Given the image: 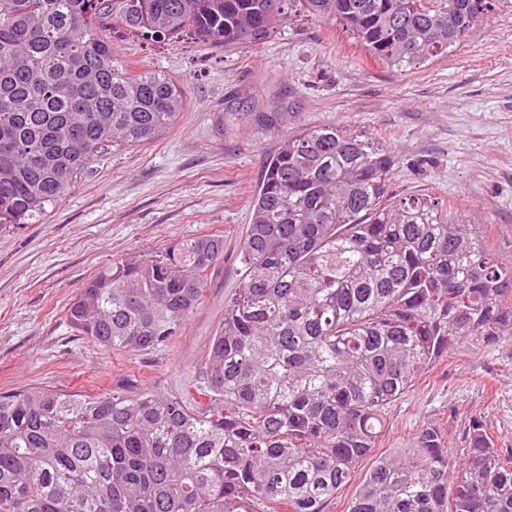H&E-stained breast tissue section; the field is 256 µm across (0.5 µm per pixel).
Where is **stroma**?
Listing matches in <instances>:
<instances>
[{
    "instance_id": "stroma-1",
    "label": "stroma",
    "mask_w": 512,
    "mask_h": 512,
    "mask_svg": "<svg viewBox=\"0 0 512 512\" xmlns=\"http://www.w3.org/2000/svg\"><path fill=\"white\" fill-rule=\"evenodd\" d=\"M140 73L187 87L176 122L152 141L99 157L37 221L0 230V392L146 389L198 397L224 302L244 274L249 201L267 155L300 127L339 124L384 142L401 194L443 200L512 260V0L447 57L412 71L367 58L345 27L305 13L271 39L232 48L115 41ZM274 112L275 127L257 115ZM224 236L204 300L181 332L151 352H115L75 332L66 314L101 266L200 234ZM480 421L512 450V342L458 344L384 416L378 450L409 447L432 425L452 456Z\"/></svg>"
}]
</instances>
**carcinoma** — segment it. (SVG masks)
<instances>
[{
	"label": "carcinoma",
	"mask_w": 512,
	"mask_h": 512,
	"mask_svg": "<svg viewBox=\"0 0 512 512\" xmlns=\"http://www.w3.org/2000/svg\"><path fill=\"white\" fill-rule=\"evenodd\" d=\"M387 67L469 38L494 0H0V230L29 224L102 153L172 126L186 88L137 73L114 40L235 46L292 3ZM396 159L337 124L288 134L250 199L246 268L224 302L198 406L147 390L0 393V512H512V456L482 424L375 453L387 408L462 339L512 340V263L436 197L400 198ZM224 236L99 269L67 311L113 351H153L202 304Z\"/></svg>",
	"instance_id": "cac0c4a2"
}]
</instances>
